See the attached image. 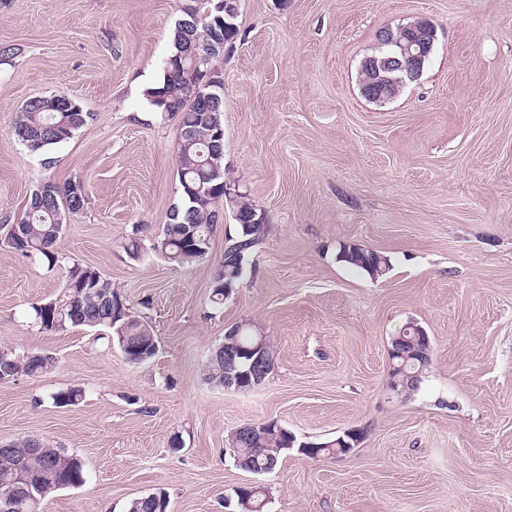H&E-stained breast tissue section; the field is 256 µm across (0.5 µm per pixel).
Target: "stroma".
<instances>
[{"instance_id":"35a3bbf8","label":"stroma","mask_w":512,"mask_h":512,"mask_svg":"<svg viewBox=\"0 0 512 512\" xmlns=\"http://www.w3.org/2000/svg\"><path fill=\"white\" fill-rule=\"evenodd\" d=\"M187 0H0V224L43 177L84 186L54 267L0 240V344L55 365L0 382V444L66 448L84 483L43 512H127L165 492L168 512H230L263 487L265 512H512V0H240L224 76V172L266 216L248 273L210 301L236 222L219 205L208 256L182 266L151 245L178 204L176 119L137 88L159 79ZM423 18L437 32L422 76L389 103L358 72L377 32ZM64 94L92 117L42 156L11 142L21 107ZM138 233L131 259L122 243ZM388 256L381 278L337 258ZM109 278L158 341L129 363L93 331L40 329L72 262ZM245 324L275 363L249 390L205 378L211 351ZM431 341L418 390L387 387L407 325ZM79 388L58 406L52 396ZM277 422L298 439L362 430L342 456L285 454L257 476L230 434Z\"/></svg>"}]
</instances>
